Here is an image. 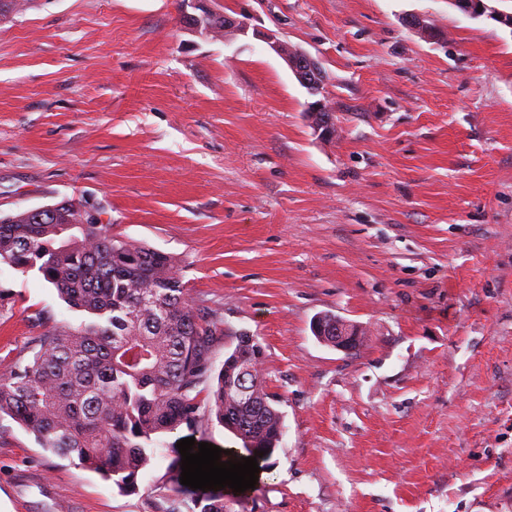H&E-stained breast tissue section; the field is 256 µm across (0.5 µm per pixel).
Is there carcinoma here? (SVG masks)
Masks as SVG:
<instances>
[{
	"instance_id": "1",
	"label": "carcinoma",
	"mask_w": 512,
	"mask_h": 512,
	"mask_svg": "<svg viewBox=\"0 0 512 512\" xmlns=\"http://www.w3.org/2000/svg\"><path fill=\"white\" fill-rule=\"evenodd\" d=\"M80 216L72 199L40 222L27 210L0 216V264L37 272L83 315L77 325L48 327L27 354L0 363V416L121 492L138 489L158 437L213 420L269 467L285 427L266 391L261 344L241 334L210 384L217 326L195 307L180 261L113 236L110 224H81ZM180 462L164 474L174 491L182 488ZM195 508L224 512V495L198 498Z\"/></svg>"
}]
</instances>
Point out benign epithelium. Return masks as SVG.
I'll list each match as a JSON object with an SVG mask.
<instances>
[{"mask_svg": "<svg viewBox=\"0 0 512 512\" xmlns=\"http://www.w3.org/2000/svg\"><path fill=\"white\" fill-rule=\"evenodd\" d=\"M191 3L200 10V14L190 16L193 28L208 36L212 35L211 23L217 14L205 8L203 0H191ZM271 47L283 56L299 83L310 95L316 97L306 107L314 133L324 140L333 139L336 122L327 99L322 97L325 75L319 63L307 54L289 49L278 42L271 43ZM312 329L321 343L347 353L357 349L367 335V328L362 324L340 318L328 323L321 315L315 318Z\"/></svg>", "mask_w": 512, "mask_h": 512, "instance_id": "obj_1", "label": "benign epithelium"}]
</instances>
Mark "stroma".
<instances>
[{
	"label": "stroma",
	"mask_w": 512,
	"mask_h": 512,
	"mask_svg": "<svg viewBox=\"0 0 512 512\" xmlns=\"http://www.w3.org/2000/svg\"><path fill=\"white\" fill-rule=\"evenodd\" d=\"M28 0L0 14V213L83 197L113 235L181 262L220 323L265 350L285 434L224 512H512V28L450 0ZM425 20L428 32L407 24ZM325 75L336 138L270 40ZM0 360L81 315L0 266ZM369 325L355 351L315 316ZM160 437L121 493L0 418V512H192ZM203 2V0H191L194 8L201 11L200 15H192L189 17L193 28L202 31L205 35L212 36L211 23L214 20V24L222 36H224V25L226 28L232 30L235 35L243 31L244 23L242 21L227 16H224V19L221 17L214 19L219 15L205 8Z\"/></svg>",
	"instance_id": "stroma-1"
}]
</instances>
